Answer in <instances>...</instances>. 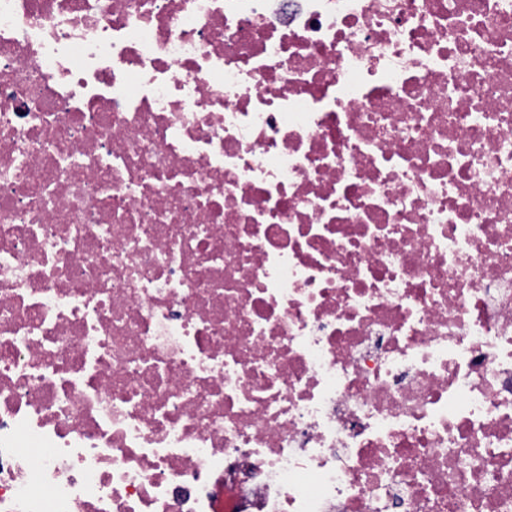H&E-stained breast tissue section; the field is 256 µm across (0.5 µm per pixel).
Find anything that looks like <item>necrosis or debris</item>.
Here are the masks:
<instances>
[{"label": "necrosis or debris", "instance_id": "necrosis-or-debris-1", "mask_svg": "<svg viewBox=\"0 0 512 512\" xmlns=\"http://www.w3.org/2000/svg\"><path fill=\"white\" fill-rule=\"evenodd\" d=\"M0 512H512V0H0Z\"/></svg>", "mask_w": 512, "mask_h": 512}]
</instances>
